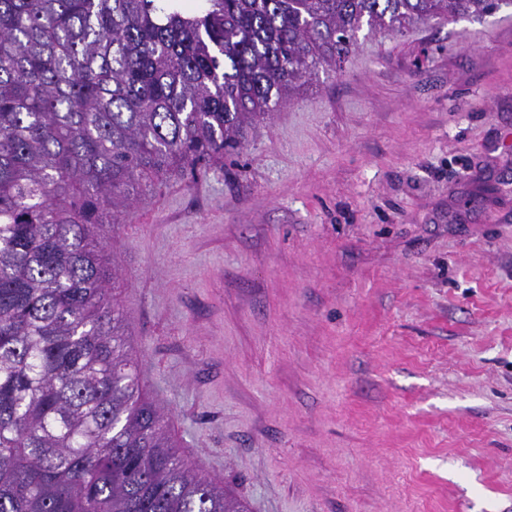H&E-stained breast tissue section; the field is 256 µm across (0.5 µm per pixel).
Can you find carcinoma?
I'll return each mask as SVG.
<instances>
[{"label": "carcinoma", "mask_w": 512, "mask_h": 512, "mask_svg": "<svg viewBox=\"0 0 512 512\" xmlns=\"http://www.w3.org/2000/svg\"><path fill=\"white\" fill-rule=\"evenodd\" d=\"M501 0H0V512H247L186 467L104 227L241 145L357 33Z\"/></svg>", "instance_id": "carcinoma-1"}]
</instances>
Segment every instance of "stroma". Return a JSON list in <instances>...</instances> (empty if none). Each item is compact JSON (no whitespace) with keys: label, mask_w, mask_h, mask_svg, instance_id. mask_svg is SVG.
I'll return each mask as SVG.
<instances>
[{"label":"stroma","mask_w":512,"mask_h":512,"mask_svg":"<svg viewBox=\"0 0 512 512\" xmlns=\"http://www.w3.org/2000/svg\"><path fill=\"white\" fill-rule=\"evenodd\" d=\"M105 253L144 392L250 512H512V0L360 32Z\"/></svg>","instance_id":"1"}]
</instances>
